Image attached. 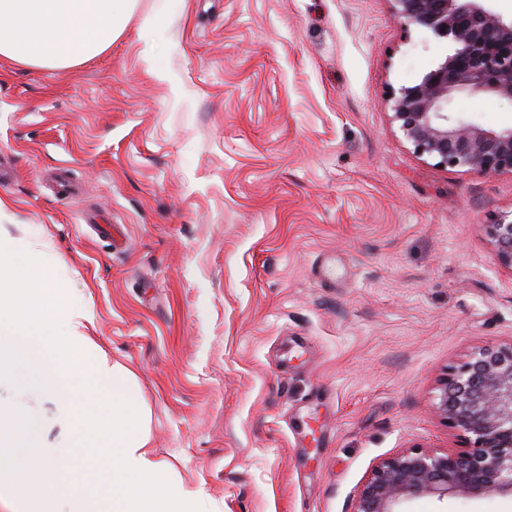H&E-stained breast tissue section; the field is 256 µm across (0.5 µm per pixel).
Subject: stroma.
I'll return each instance as SVG.
<instances>
[{
    "label": "stroma",
    "instance_id": "stroma-1",
    "mask_svg": "<svg viewBox=\"0 0 512 512\" xmlns=\"http://www.w3.org/2000/svg\"><path fill=\"white\" fill-rule=\"evenodd\" d=\"M447 52L390 0H138L86 63L0 58V236L45 251L205 512H352L381 459L465 447L435 388L512 343V173L417 156L385 105ZM495 255L502 267L512 271V221L488 226Z\"/></svg>",
    "mask_w": 512,
    "mask_h": 512
}]
</instances>
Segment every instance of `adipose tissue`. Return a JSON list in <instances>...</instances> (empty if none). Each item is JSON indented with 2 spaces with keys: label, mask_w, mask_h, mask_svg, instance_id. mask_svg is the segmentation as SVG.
<instances>
[{
  "label": "adipose tissue",
  "mask_w": 512,
  "mask_h": 512,
  "mask_svg": "<svg viewBox=\"0 0 512 512\" xmlns=\"http://www.w3.org/2000/svg\"><path fill=\"white\" fill-rule=\"evenodd\" d=\"M137 0H0V57L70 68L124 31Z\"/></svg>",
  "instance_id": "1"
}]
</instances>
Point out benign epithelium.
I'll return each mask as SVG.
<instances>
[{
    "mask_svg": "<svg viewBox=\"0 0 512 512\" xmlns=\"http://www.w3.org/2000/svg\"><path fill=\"white\" fill-rule=\"evenodd\" d=\"M392 2L406 24L455 45L418 82L388 91L392 122L415 154L441 166L512 172V127L486 130L448 112L458 93L512 101V19L490 0ZM488 234L498 262L512 271V221L489 225ZM435 408L467 435L468 447H410L382 459L360 485L353 512H397L424 496H512V344L480 349L455 367L438 385Z\"/></svg>",
    "mask_w": 512,
    "mask_h": 512,
    "instance_id": "obj_1",
    "label": "benign epithelium"
}]
</instances>
